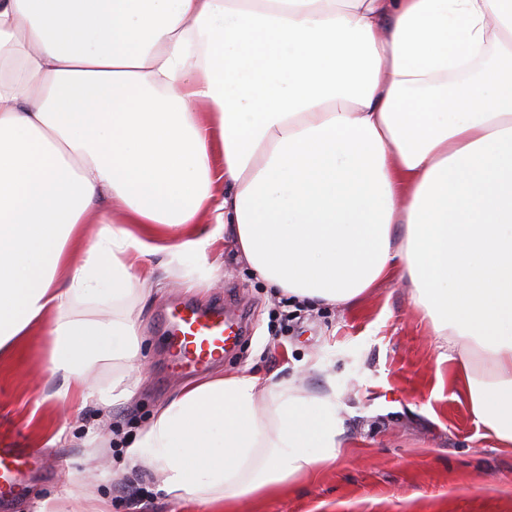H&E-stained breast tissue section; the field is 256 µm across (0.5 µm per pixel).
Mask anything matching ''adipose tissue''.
Masks as SVG:
<instances>
[{
	"label": "adipose tissue",
	"mask_w": 512,
	"mask_h": 512,
	"mask_svg": "<svg viewBox=\"0 0 512 512\" xmlns=\"http://www.w3.org/2000/svg\"><path fill=\"white\" fill-rule=\"evenodd\" d=\"M221 240L313 310L407 281L511 448L512 0H0V351L48 327L57 403L131 400L143 259ZM348 443L335 385L234 373L124 454L215 505Z\"/></svg>",
	"instance_id": "adipose-tissue-1"
}]
</instances>
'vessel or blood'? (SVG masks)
Returning <instances> with one entry per match:
<instances>
[{
	"label": "vessel or blood",
	"mask_w": 512,
	"mask_h": 512,
	"mask_svg": "<svg viewBox=\"0 0 512 512\" xmlns=\"http://www.w3.org/2000/svg\"><path fill=\"white\" fill-rule=\"evenodd\" d=\"M169 367L198 372L223 360L242 334L223 305L200 307L188 301L172 305L162 316ZM35 463V453L0 442V497L6 498Z\"/></svg>",
	"instance_id": "1"
}]
</instances>
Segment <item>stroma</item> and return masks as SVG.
<instances>
[{
  "label": "stroma",
  "instance_id": "obj_1",
  "mask_svg": "<svg viewBox=\"0 0 512 512\" xmlns=\"http://www.w3.org/2000/svg\"><path fill=\"white\" fill-rule=\"evenodd\" d=\"M213 257L222 274L200 291L170 276L165 254L146 258L155 287L133 307L142 371L129 403H91L76 413L56 403L61 379L50 371L46 329L0 354V441L34 449L39 465L0 512H41L48 501L72 512L63 490L75 473L86 475L91 496L110 512H202L165 500L155 476L124 463V444L187 383L167 369L161 312L179 300L207 306L231 292L250 306L251 334L205 378L242 372L295 381L309 393L332 379L352 442L336 461L275 491L236 498L223 512H512V449L498 447L473 419L454 379L456 364L414 309L406 282H383L353 308L304 309L292 320L282 298L227 244H218ZM318 364L325 375L315 372ZM93 433L106 467L86 466ZM118 482L142 484L150 495L130 508L113 490Z\"/></svg>",
  "mask_w": 512,
  "mask_h": 512
}]
</instances>
